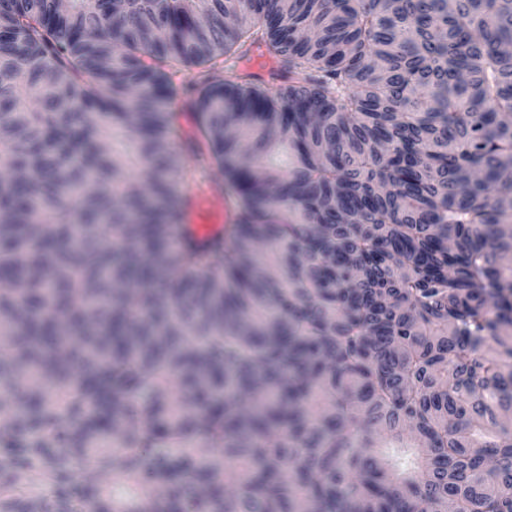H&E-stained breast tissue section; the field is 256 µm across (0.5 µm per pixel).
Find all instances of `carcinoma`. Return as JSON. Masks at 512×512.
I'll return each mask as SVG.
<instances>
[{
	"mask_svg": "<svg viewBox=\"0 0 512 512\" xmlns=\"http://www.w3.org/2000/svg\"><path fill=\"white\" fill-rule=\"evenodd\" d=\"M1 272L0 512H512V0H0ZM237 213L232 201L214 192L196 195L184 201L180 224L197 239L216 237L224 224H234Z\"/></svg>",
	"mask_w": 512,
	"mask_h": 512,
	"instance_id": "obj_1",
	"label": "carcinoma"
}]
</instances>
